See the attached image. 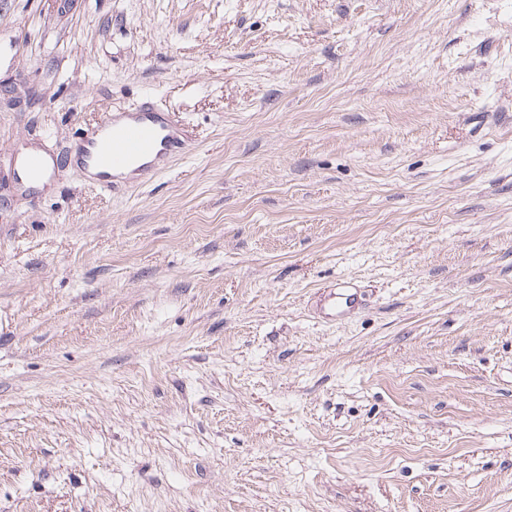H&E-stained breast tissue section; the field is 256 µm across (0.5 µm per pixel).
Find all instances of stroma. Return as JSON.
Listing matches in <instances>:
<instances>
[{
    "instance_id": "obj_1",
    "label": "stroma",
    "mask_w": 512,
    "mask_h": 512,
    "mask_svg": "<svg viewBox=\"0 0 512 512\" xmlns=\"http://www.w3.org/2000/svg\"><path fill=\"white\" fill-rule=\"evenodd\" d=\"M0 512H512V0H0ZM189 147L169 113L144 104L131 112L107 113L81 139L76 161L96 176V187L115 192L121 182H147L164 173ZM19 172L29 177L39 178L49 175L53 168L49 159L42 153H30L22 157L18 165ZM342 280L329 295L324 305V316L328 320H340L348 315L358 304L357 293Z\"/></svg>"
}]
</instances>
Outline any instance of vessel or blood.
<instances>
[{
  "mask_svg": "<svg viewBox=\"0 0 512 512\" xmlns=\"http://www.w3.org/2000/svg\"><path fill=\"white\" fill-rule=\"evenodd\" d=\"M190 141L169 113L144 104L130 112L106 114L86 134L76 151L80 168L93 173L95 185L116 191L121 182H146L164 173L174 158L188 153ZM18 170L33 178L47 176L52 166L46 155L22 157ZM358 304L348 281L338 283L324 305V316L336 321Z\"/></svg>",
  "mask_w": 512,
  "mask_h": 512,
  "instance_id": "b4317fda",
  "label": "vessel or blood"
}]
</instances>
